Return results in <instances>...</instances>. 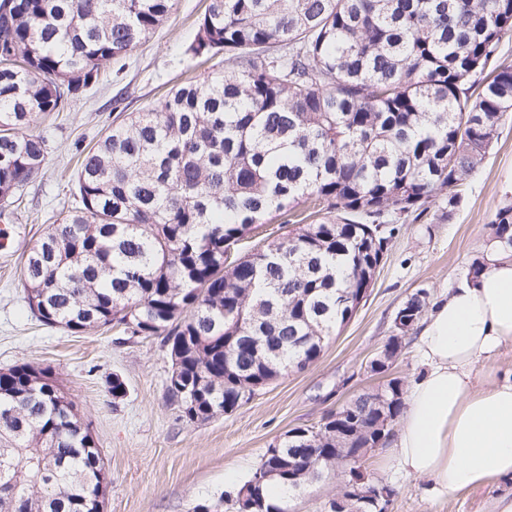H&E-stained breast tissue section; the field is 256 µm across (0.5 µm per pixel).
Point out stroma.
Returning a JSON list of instances; mask_svg holds the SVG:
<instances>
[{
	"mask_svg": "<svg viewBox=\"0 0 512 512\" xmlns=\"http://www.w3.org/2000/svg\"><path fill=\"white\" fill-rule=\"evenodd\" d=\"M207 0H177L176 9L126 60L107 66L98 82L64 112L39 120L46 139L45 166L17 203L0 213V369L21 363L51 368L88 426L107 470L103 512H193L205 501L223 500L237 512L233 485L246 480L263 454L291 429L318 425L356 393L383 387L389 377L410 378L419 369L418 330L402 337L389 375L372 373L370 361L390 336L408 296L429 301L463 282L472 259L485 254L489 223L512 201V117L503 121L483 164L460 188L451 217L441 202L418 220L399 221L370 294L353 318L328 338L307 370L288 371L235 411L190 424L166 395L171 362L160 338L128 340L112 329L75 335L42 325L31 312L23 265L27 251L70 203L77 146L94 145L119 112H141L191 77L224 71L223 58L196 65L184 50L196 33ZM126 385L121 400L109 391L112 376ZM364 468L394 490L388 512H492L503 490L490 486L448 499L431 498L426 483L389 468L384 450L370 452ZM340 475L290 497L288 512H328Z\"/></svg>",
	"mask_w": 512,
	"mask_h": 512,
	"instance_id": "35a3bbf8",
	"label": "stroma"
}]
</instances>
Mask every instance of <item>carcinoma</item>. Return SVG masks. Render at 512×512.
<instances>
[{
    "label": "carcinoma",
    "mask_w": 512,
    "mask_h": 512,
    "mask_svg": "<svg viewBox=\"0 0 512 512\" xmlns=\"http://www.w3.org/2000/svg\"><path fill=\"white\" fill-rule=\"evenodd\" d=\"M176 0H0V207L42 171L39 119L97 82L167 21ZM185 54L224 73L113 119L74 201L28 251L30 309L73 334L162 338L166 389L186 422L248 403L283 365L309 368L347 324L394 229L484 161L512 112V0H209ZM289 231L239 253L258 226ZM512 252V204L490 222ZM419 291L398 308L425 313ZM404 408L393 378L272 444L234 491L262 512L349 465ZM105 467L51 370H0V512H102Z\"/></svg>",
    "instance_id": "1"
}]
</instances>
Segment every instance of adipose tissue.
<instances>
[{"label":"adipose tissue","mask_w":512,"mask_h":512,"mask_svg":"<svg viewBox=\"0 0 512 512\" xmlns=\"http://www.w3.org/2000/svg\"><path fill=\"white\" fill-rule=\"evenodd\" d=\"M512 346V254L490 248L477 279L436 301L419 335L420 373L405 395L391 464L428 493L512 484V378L480 369Z\"/></svg>","instance_id":"1"}]
</instances>
